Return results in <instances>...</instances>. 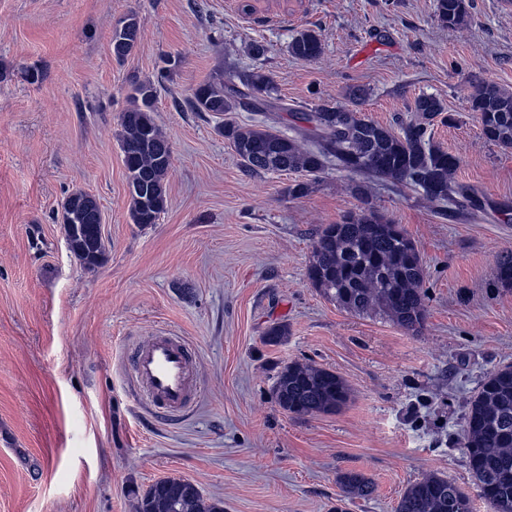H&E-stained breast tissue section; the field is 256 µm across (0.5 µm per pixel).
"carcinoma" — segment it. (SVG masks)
<instances>
[{"label": "carcinoma", "mask_w": 512, "mask_h": 512, "mask_svg": "<svg viewBox=\"0 0 512 512\" xmlns=\"http://www.w3.org/2000/svg\"><path fill=\"white\" fill-rule=\"evenodd\" d=\"M471 0H437L439 21L455 28L465 22ZM137 15L121 18L112 30V55L121 61L135 48ZM304 62L318 59L322 39L304 29L288 45ZM271 78L262 71H231L227 77L199 84L192 93L198 112H236L260 116L258 123H227L219 133L229 140L243 170L250 175L295 172L316 176L330 165L349 175L401 184L421 193L448 217L464 208H480L471 190L454 180L459 160L427 138L432 122L446 111L441 98L422 95L415 101L419 118L395 132L360 113L317 105L293 114L296 135L280 134L272 113L287 110L273 97ZM155 84L135 82L130 105L120 116L119 140L128 173L129 218L134 224H154L167 206L165 181L172 166L169 139L156 126ZM486 139L512 147V93L481 82L470 97ZM364 207L339 224L316 233L309 279L327 299L346 311L368 315L379 311L404 331L418 335L425 324L424 265L415 244L396 224L367 207V186L351 187ZM74 258L87 269L103 263L106 247L93 224L80 230L64 225ZM497 284L512 288V251L497 261ZM273 396L284 411L297 416L330 414L349 400L350 391L336 373L310 364L291 362L277 373ZM464 448L468 468L492 512H512V364L500 366L483 380L466 402ZM344 501L369 497L370 478L359 472L341 476ZM136 512H224L222 502L206 498L180 477H167L137 496ZM395 512H473L471 499L448 478L431 473L409 485Z\"/></svg>", "instance_id": "obj_1"}]
</instances>
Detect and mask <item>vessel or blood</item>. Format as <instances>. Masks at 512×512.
Returning <instances> with one entry per match:
<instances>
[{"mask_svg": "<svg viewBox=\"0 0 512 512\" xmlns=\"http://www.w3.org/2000/svg\"><path fill=\"white\" fill-rule=\"evenodd\" d=\"M132 371L150 405L163 413L184 412L197 390L195 353L183 337L170 332H154L137 345Z\"/></svg>", "mask_w": 512, "mask_h": 512, "instance_id": "1", "label": "vessel or blood"}]
</instances>
